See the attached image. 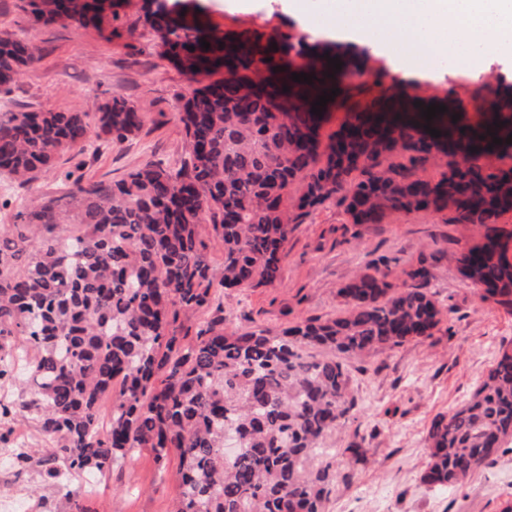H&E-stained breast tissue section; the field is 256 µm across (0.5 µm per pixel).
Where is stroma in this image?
Returning <instances> with one entry per match:
<instances>
[{"instance_id": "stroma-1", "label": "stroma", "mask_w": 512, "mask_h": 512, "mask_svg": "<svg viewBox=\"0 0 512 512\" xmlns=\"http://www.w3.org/2000/svg\"><path fill=\"white\" fill-rule=\"evenodd\" d=\"M217 32L268 39L307 33L306 18L288 14L281 0H250L248 9L233 0H200ZM143 0H128L114 26L33 23L22 0H0V32L33 40L39 60L25 69L9 93L1 95L12 111L51 108L94 110L112 94L142 109L145 120L129 140L100 151L65 150L51 172L24 183L15 194L30 197L55 191L60 177L72 174L118 180L147 163L177 166L186 153L178 106L196 83L162 54L159 40L144 23ZM326 42L356 48L380 81L351 85L330 106L324 134L335 132L351 108L382 99L392 84H410L426 102L471 101L478 81L470 69L426 66L404 46L384 52L362 35L331 33ZM450 211L395 215L383 224H354L338 201L326 202L288 236L280 282L273 287L231 289L224 293L225 330L258 327L280 330L314 318L342 313L338 288L374 263H388L394 274L434 256L431 289L451 320L434 335L349 361L352 410L330 447L340 476L329 512H503L512 503V452L475 474L460 490L424 483L429 460L426 431L432 420L463 405L494 357L512 348V313L481 301L460 273L454 256L477 243L480 230L456 224ZM447 246L437 255L439 246ZM357 443L358 454L347 453ZM177 455L158 465L147 448L128 454L100 479L89 512H171L178 494Z\"/></svg>"}]
</instances>
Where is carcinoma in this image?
I'll return each instance as SVG.
<instances>
[{"label":"carcinoma","mask_w":512,"mask_h":512,"mask_svg":"<svg viewBox=\"0 0 512 512\" xmlns=\"http://www.w3.org/2000/svg\"><path fill=\"white\" fill-rule=\"evenodd\" d=\"M123 2L23 0L22 9L36 23L88 26L119 21ZM189 11L203 8L149 0L145 16L185 72L227 68L179 106L180 168L149 163L115 181L68 174L58 194L29 199L13 223L0 224V353L16 336L30 348L12 414L37 420L45 438L38 463L51 487L61 463L102 474L131 449L149 448L160 464L171 451L179 458L175 512H326L338 471L336 454L321 446L352 408L344 359L430 337L450 319L453 309L429 288L431 265L423 259L403 271L400 285L389 268L372 266L338 290L341 315L280 331H225L212 287L278 283L291 225L336 199L354 224L450 210L454 223L480 226L458 268L480 300L512 313V229L498 224L512 213V168L490 172L482 163L512 158V94L482 87L488 120L471 125L462 102L429 120L408 108L412 95L401 88L350 113L324 143L323 116L311 112L322 91L292 74L339 56L335 82L371 75L356 56L287 35L273 38L271 53L241 42L216 55L201 41L221 38L187 25L181 13ZM291 39L295 68L283 55ZM37 61L30 39L0 34V92ZM143 120L119 94L92 112H0V173L30 182L62 150L120 144ZM395 153L408 164L384 165ZM438 162L441 177L423 179ZM213 242L224 254L218 266ZM200 311L209 318L188 342L184 318ZM510 439L505 349L464 406L431 422L423 480L462 486Z\"/></svg>","instance_id":"carcinoma-1"}]
</instances>
